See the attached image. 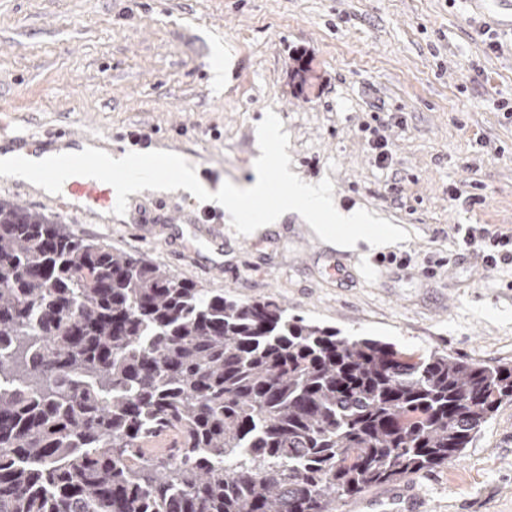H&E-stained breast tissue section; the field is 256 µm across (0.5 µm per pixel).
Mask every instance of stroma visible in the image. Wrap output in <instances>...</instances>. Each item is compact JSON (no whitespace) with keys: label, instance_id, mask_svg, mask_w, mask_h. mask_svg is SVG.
Wrapping results in <instances>:
<instances>
[{"label":"stroma","instance_id":"stroma-1","mask_svg":"<svg viewBox=\"0 0 512 512\" xmlns=\"http://www.w3.org/2000/svg\"><path fill=\"white\" fill-rule=\"evenodd\" d=\"M212 39L226 51L218 87ZM505 100L512 32L486 29L469 0H0V149L16 136L91 133L116 156H181L206 187L182 191L167 172L108 223L17 180L0 179V200L213 292L273 298L289 316L416 356L512 363V265L484 267L456 232L512 231ZM271 117L300 178L400 225L404 241L343 250L295 214L240 233L214 194L252 181ZM380 118L383 169L368 146ZM139 133L149 146L131 143ZM206 208L224 216L220 272L197 242L163 229L165 214L194 222ZM409 483L422 512H512V400L460 458Z\"/></svg>","mask_w":512,"mask_h":512}]
</instances>
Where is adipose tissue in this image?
<instances>
[{"label":"adipose tissue","instance_id":"1","mask_svg":"<svg viewBox=\"0 0 512 512\" xmlns=\"http://www.w3.org/2000/svg\"><path fill=\"white\" fill-rule=\"evenodd\" d=\"M92 158L98 166L121 172L117 185L119 196L135 194L143 185L158 181L168 169L178 170L180 186L192 192L200 187L193 168L173 156L153 155L143 158L113 156L110 150L94 143L82 144L80 150L61 148L39 156L19 157L17 152L0 154V176L25 181L39 193L59 191L63 183L53 171L62 156L73 153ZM253 181L230 185L224 189L225 205L235 213H254L258 222L279 223L288 213L304 217L312 230L321 238L335 241L340 247L354 250L359 243L380 248L400 242L403 230L395 224H379L369 214L356 210H343L335 206L327 189L315 187L296 179L288 170L283 153L273 151L259 155L253 164ZM286 186L283 195L273 196L274 185Z\"/></svg>","mask_w":512,"mask_h":512}]
</instances>
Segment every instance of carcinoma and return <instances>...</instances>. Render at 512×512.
Instances as JSON below:
<instances>
[{"label": "carcinoma", "mask_w": 512, "mask_h": 512, "mask_svg": "<svg viewBox=\"0 0 512 512\" xmlns=\"http://www.w3.org/2000/svg\"><path fill=\"white\" fill-rule=\"evenodd\" d=\"M508 399L509 363L341 336L0 201V512H336Z\"/></svg>", "instance_id": "carcinoma-1"}]
</instances>
